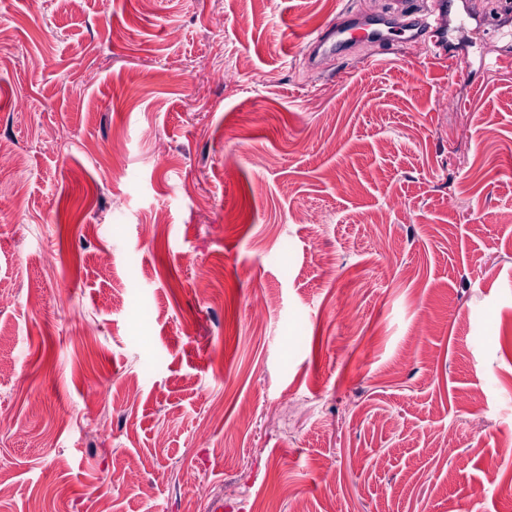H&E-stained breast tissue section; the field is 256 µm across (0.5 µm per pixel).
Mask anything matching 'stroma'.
<instances>
[{"label":"stroma","mask_w":512,"mask_h":512,"mask_svg":"<svg viewBox=\"0 0 512 512\" xmlns=\"http://www.w3.org/2000/svg\"><path fill=\"white\" fill-rule=\"evenodd\" d=\"M347 7L0 0V512H512V10ZM409 5L405 9L406 17L411 18L406 23V29H401L403 40L406 43L424 42L431 44L437 49H442L446 43V34L443 24L440 23L442 15L441 6L444 2H433L432 7L427 10H420V7L414 5L413 1H406ZM417 6V7H416ZM415 16V18H412ZM406 34V31H413ZM388 24L389 18L383 12L373 15L346 8L336 21L305 34V51L309 59L316 61L323 56L332 59L350 57L355 48L363 44L384 50L393 44V28Z\"/></svg>","instance_id":"stroma-1"}]
</instances>
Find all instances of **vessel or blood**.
I'll list each match as a JSON object with an SVG mask.
<instances>
[{"label":"vessel or blood","mask_w":512,"mask_h":512,"mask_svg":"<svg viewBox=\"0 0 512 512\" xmlns=\"http://www.w3.org/2000/svg\"><path fill=\"white\" fill-rule=\"evenodd\" d=\"M407 42H424L443 48L446 34L440 21L439 5L423 10L416 5L406 9ZM305 51L309 59L321 57L343 59L352 55L356 47L369 44L381 48L392 44V29L386 14H366L349 9L342 10L328 26L309 31L304 36Z\"/></svg>","instance_id":"vessel-or-blood-1"}]
</instances>
